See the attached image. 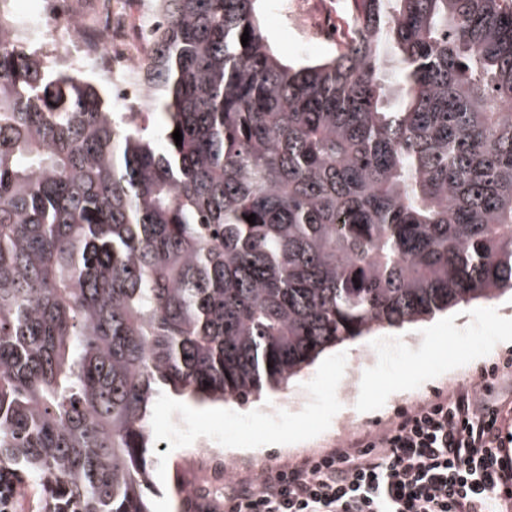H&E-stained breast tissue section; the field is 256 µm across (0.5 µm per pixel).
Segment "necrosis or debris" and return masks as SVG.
Segmentation results:
<instances>
[{
    "label": "necrosis or debris",
    "mask_w": 512,
    "mask_h": 512,
    "mask_svg": "<svg viewBox=\"0 0 512 512\" xmlns=\"http://www.w3.org/2000/svg\"><path fill=\"white\" fill-rule=\"evenodd\" d=\"M20 31L34 33L36 42L53 39L65 55L79 60V75H113V98L128 103L142 97L136 72L147 63L142 53L151 42L154 23H142L137 39L127 35L128 17L121 0H97L93 15L77 10L73 0H14Z\"/></svg>",
    "instance_id": "obj_1"
}]
</instances>
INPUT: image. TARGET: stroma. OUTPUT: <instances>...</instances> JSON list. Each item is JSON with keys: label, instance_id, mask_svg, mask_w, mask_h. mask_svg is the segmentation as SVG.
<instances>
[{"label": "stroma", "instance_id": "1", "mask_svg": "<svg viewBox=\"0 0 512 512\" xmlns=\"http://www.w3.org/2000/svg\"><path fill=\"white\" fill-rule=\"evenodd\" d=\"M261 27L274 50L291 60L300 59L295 46L296 31L285 14L281 0H261ZM512 317V295L503 294L490 303H472L436 314L433 318L398 332L382 331L345 342L325 351L309 367L277 390H263L244 403L220 402L204 409L191 406L160 389L150 404V434L155 444L148 456L150 488L146 496L152 512L169 503L173 512H224L196 493L197 476L207 468L219 475L218 487L226 492L237 480L249 478L269 465L292 462L324 448H333L349 434L375 432L389 426L398 413L455 388L470 384L481 369L503 366L512 360V344H495L496 326L504 316ZM461 336L478 349V357L457 371H449L448 343L433 342L437 332ZM431 352L424 365L428 378L394 395L391 403L373 412L358 411L361 391L344 396L347 374L362 378L377 371L394 374L416 360L423 345ZM330 368L333 387L317 385L322 368ZM305 430L301 441L275 446L266 441L267 432L288 425ZM214 449V456L198 459L197 449Z\"/></svg>", "mask_w": 512, "mask_h": 512}]
</instances>
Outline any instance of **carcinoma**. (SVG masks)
Wrapping results in <instances>:
<instances>
[{"label":"carcinoma","mask_w":512,"mask_h":512,"mask_svg":"<svg viewBox=\"0 0 512 512\" xmlns=\"http://www.w3.org/2000/svg\"><path fill=\"white\" fill-rule=\"evenodd\" d=\"M155 2L153 112L0 11V470L42 512H150L161 387L244 402L512 290V0H347L295 63L261 0Z\"/></svg>","instance_id":"carcinoma-1"}]
</instances>
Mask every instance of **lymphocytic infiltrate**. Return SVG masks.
Masks as SVG:
<instances>
[{"mask_svg": "<svg viewBox=\"0 0 512 512\" xmlns=\"http://www.w3.org/2000/svg\"><path fill=\"white\" fill-rule=\"evenodd\" d=\"M488 373L224 497V512H512V402L485 401Z\"/></svg>", "mask_w": 512, "mask_h": 512, "instance_id": "lymphocytic-infiltrate-1", "label": "lymphocytic infiltrate"}]
</instances>
